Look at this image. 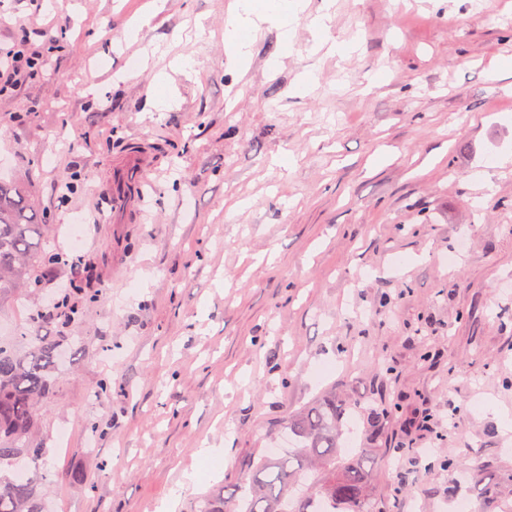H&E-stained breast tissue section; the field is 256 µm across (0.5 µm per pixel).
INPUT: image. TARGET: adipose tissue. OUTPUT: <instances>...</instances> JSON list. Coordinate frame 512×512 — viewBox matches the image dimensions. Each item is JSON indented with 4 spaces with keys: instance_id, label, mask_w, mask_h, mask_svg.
<instances>
[{
    "instance_id": "obj_1",
    "label": "adipose tissue",
    "mask_w": 512,
    "mask_h": 512,
    "mask_svg": "<svg viewBox=\"0 0 512 512\" xmlns=\"http://www.w3.org/2000/svg\"><path fill=\"white\" fill-rule=\"evenodd\" d=\"M234 15L225 37L234 44L237 58H245L251 48L247 33L255 31L261 22L275 19L281 39H289L299 15L304 10V0H235Z\"/></svg>"
}]
</instances>
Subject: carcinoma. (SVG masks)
Instances as JSON below:
<instances>
[{"instance_id":"cac0c4a2","label":"carcinoma","mask_w":512,"mask_h":512,"mask_svg":"<svg viewBox=\"0 0 512 512\" xmlns=\"http://www.w3.org/2000/svg\"><path fill=\"white\" fill-rule=\"evenodd\" d=\"M46 230L33 223L15 190L0 185V297L40 287L32 271L63 261L44 249ZM30 341L24 355L0 345V512H50L40 471L48 449L30 447L29 434L39 415L37 398L55 380L60 346L37 333ZM360 407L327 393L288 416V448L250 463L246 487L233 503L219 490L204 497L199 512H376L373 464L382 452L385 412H371V446L352 452L343 420Z\"/></svg>"}]
</instances>
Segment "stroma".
Listing matches in <instances>:
<instances>
[{
    "instance_id": "stroma-1",
    "label": "stroma",
    "mask_w": 512,
    "mask_h": 512,
    "mask_svg": "<svg viewBox=\"0 0 512 512\" xmlns=\"http://www.w3.org/2000/svg\"><path fill=\"white\" fill-rule=\"evenodd\" d=\"M230 2L5 5L1 41L27 22L61 47L0 98V182L64 257L0 299V339L26 352L53 286L81 288L74 320L42 328L68 348L32 437L52 512L232 498L288 413L333 389L390 412L378 512L512 497V70L493 67L512 53V0H309L325 31L299 20L283 51L263 23L242 64ZM154 96L169 108L145 111ZM133 141L154 168L130 217L111 168Z\"/></svg>"
}]
</instances>
